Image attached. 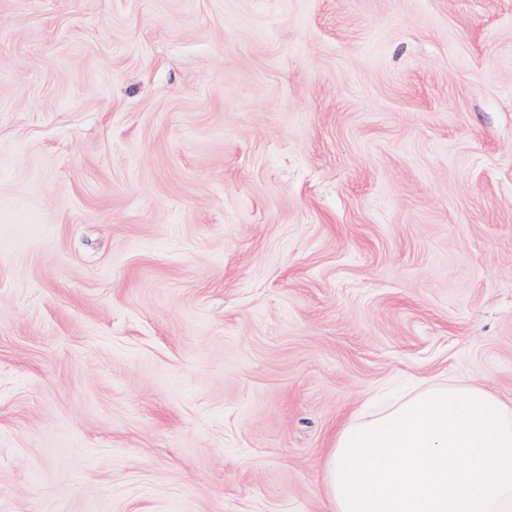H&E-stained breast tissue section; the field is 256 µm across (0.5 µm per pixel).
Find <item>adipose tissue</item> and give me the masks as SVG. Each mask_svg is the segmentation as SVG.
I'll return each instance as SVG.
<instances>
[{
  "instance_id": "obj_1",
  "label": "adipose tissue",
  "mask_w": 512,
  "mask_h": 512,
  "mask_svg": "<svg viewBox=\"0 0 512 512\" xmlns=\"http://www.w3.org/2000/svg\"><path fill=\"white\" fill-rule=\"evenodd\" d=\"M329 512H512V407L480 386H429L356 415L323 463Z\"/></svg>"
}]
</instances>
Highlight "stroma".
<instances>
[{
  "mask_svg": "<svg viewBox=\"0 0 512 512\" xmlns=\"http://www.w3.org/2000/svg\"><path fill=\"white\" fill-rule=\"evenodd\" d=\"M512 403V0H0V512H327L343 422Z\"/></svg>",
  "mask_w": 512,
  "mask_h": 512,
  "instance_id": "35a3bbf8",
  "label": "stroma"
}]
</instances>
